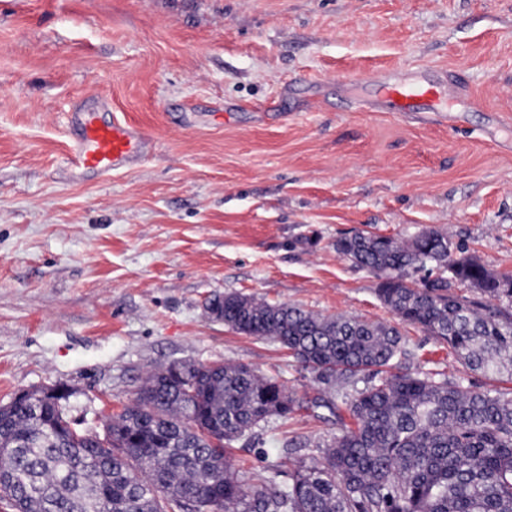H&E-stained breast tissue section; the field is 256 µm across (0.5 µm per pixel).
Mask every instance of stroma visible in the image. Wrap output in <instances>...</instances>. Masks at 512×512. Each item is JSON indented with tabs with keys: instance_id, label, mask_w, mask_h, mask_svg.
Wrapping results in <instances>:
<instances>
[{
	"instance_id": "35a3bbf8",
	"label": "stroma",
	"mask_w": 512,
	"mask_h": 512,
	"mask_svg": "<svg viewBox=\"0 0 512 512\" xmlns=\"http://www.w3.org/2000/svg\"><path fill=\"white\" fill-rule=\"evenodd\" d=\"M396 70L460 77L480 106L451 126L367 109L365 78ZM90 94L150 142L101 178L67 165ZM425 228L512 274V0H0V404L60 382L99 428L175 361L245 363L343 403L354 386L324 388L207 303L392 322L336 241ZM399 330L413 368L485 386ZM336 429L303 409L231 455L247 482L284 484Z\"/></svg>"
}]
</instances>
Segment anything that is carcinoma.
I'll return each instance as SVG.
<instances>
[{"mask_svg": "<svg viewBox=\"0 0 512 512\" xmlns=\"http://www.w3.org/2000/svg\"><path fill=\"white\" fill-rule=\"evenodd\" d=\"M336 252L379 280L401 322L448 343L462 365L512 380V275L496 274L434 228L400 242L358 230ZM423 271L418 281L410 271ZM464 284L481 296L451 291ZM287 348L319 383L366 384L345 408L316 397L341 428L282 485L239 477L230 449L301 408L242 363L160 368L103 427L72 419L55 383L0 405V502L12 512H512V388L410 368L397 327L323 316L227 293L210 312Z\"/></svg>", "mask_w": 512, "mask_h": 512, "instance_id": "cac0c4a2", "label": "carcinoma"}]
</instances>
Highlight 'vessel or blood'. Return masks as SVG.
<instances>
[{"mask_svg": "<svg viewBox=\"0 0 512 512\" xmlns=\"http://www.w3.org/2000/svg\"><path fill=\"white\" fill-rule=\"evenodd\" d=\"M370 83L380 86L385 97L400 111L408 112L416 100H438L442 97L445 78H386L372 75ZM79 127L72 141L68 165L75 171L106 172L138 155L146 140L138 127L118 121L99 122L95 113L80 112L75 116Z\"/></svg>", "mask_w": 512, "mask_h": 512, "instance_id": "b4317fda", "label": "vessel or blood"}]
</instances>
